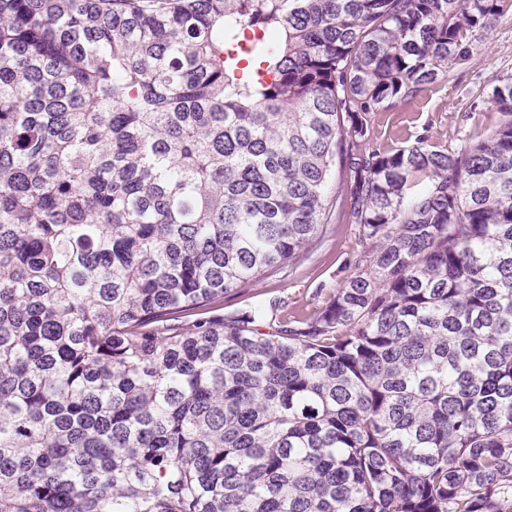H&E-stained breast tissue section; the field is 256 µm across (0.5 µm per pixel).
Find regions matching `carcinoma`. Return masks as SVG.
<instances>
[{"instance_id": "cac0c4a2", "label": "carcinoma", "mask_w": 512, "mask_h": 512, "mask_svg": "<svg viewBox=\"0 0 512 512\" xmlns=\"http://www.w3.org/2000/svg\"><path fill=\"white\" fill-rule=\"evenodd\" d=\"M505 2L0 0V512H512V78L365 148ZM363 245L356 225L336 213L323 237L295 264L283 272L262 279L251 290L224 301V311L249 310L258 305H278L277 315L312 310L322 306L360 258Z\"/></svg>"}]
</instances>
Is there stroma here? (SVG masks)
Here are the masks:
<instances>
[{
	"label": "stroma",
	"instance_id": "obj_1",
	"mask_svg": "<svg viewBox=\"0 0 512 512\" xmlns=\"http://www.w3.org/2000/svg\"><path fill=\"white\" fill-rule=\"evenodd\" d=\"M467 40L472 46L468 61L448 66L441 79L408 103L374 114L370 146L397 149L425 133L431 142L455 150L497 122L490 98L499 79L512 76V15L470 31ZM362 251L356 225L332 219L324 236L295 264L226 299L224 307L249 310L273 301L281 315L312 311L327 301Z\"/></svg>",
	"mask_w": 512,
	"mask_h": 512
}]
</instances>
